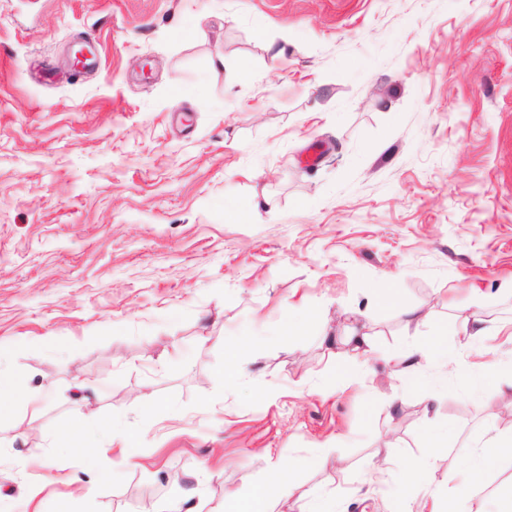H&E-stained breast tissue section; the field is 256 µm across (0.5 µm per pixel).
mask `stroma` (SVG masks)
<instances>
[{
  "mask_svg": "<svg viewBox=\"0 0 512 512\" xmlns=\"http://www.w3.org/2000/svg\"><path fill=\"white\" fill-rule=\"evenodd\" d=\"M477 312L511 386L512 0H0V512H221L276 461L385 512L439 423L444 489L512 423L386 357Z\"/></svg>",
  "mask_w": 512,
  "mask_h": 512,
  "instance_id": "35a3bbf8",
  "label": "stroma"
}]
</instances>
